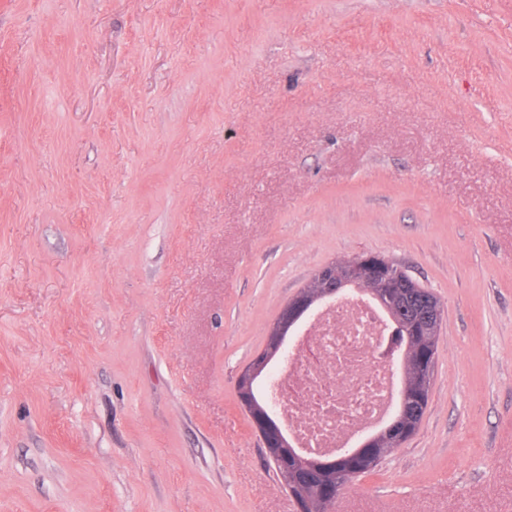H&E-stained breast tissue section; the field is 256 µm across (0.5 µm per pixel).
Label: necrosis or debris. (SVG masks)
<instances>
[{
	"label": "necrosis or debris",
	"instance_id": "1",
	"mask_svg": "<svg viewBox=\"0 0 512 512\" xmlns=\"http://www.w3.org/2000/svg\"><path fill=\"white\" fill-rule=\"evenodd\" d=\"M288 364L264 388L296 447L331 456L354 447L394 411L400 338L365 293L314 307L289 337Z\"/></svg>",
	"mask_w": 512,
	"mask_h": 512
}]
</instances>
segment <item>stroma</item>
<instances>
[{
    "label": "stroma",
    "mask_w": 512,
    "mask_h": 512,
    "mask_svg": "<svg viewBox=\"0 0 512 512\" xmlns=\"http://www.w3.org/2000/svg\"><path fill=\"white\" fill-rule=\"evenodd\" d=\"M369 253L444 319L333 512H512V0H0V512H296L236 379Z\"/></svg>",
    "instance_id": "stroma-1"
}]
</instances>
